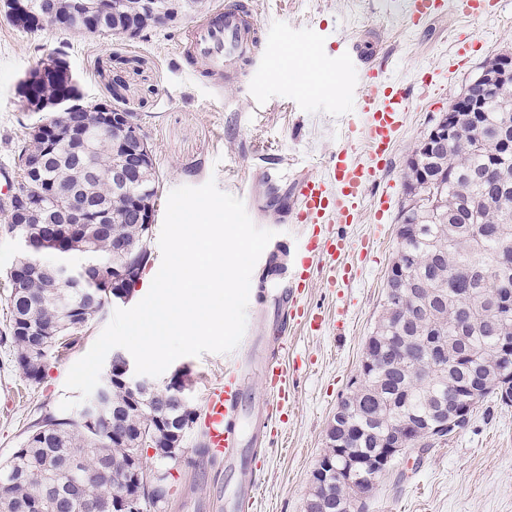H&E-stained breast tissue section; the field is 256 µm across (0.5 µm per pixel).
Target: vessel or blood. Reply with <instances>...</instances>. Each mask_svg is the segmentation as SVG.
<instances>
[{
	"instance_id": "1",
	"label": "vessel or blood",
	"mask_w": 512,
	"mask_h": 512,
	"mask_svg": "<svg viewBox=\"0 0 512 512\" xmlns=\"http://www.w3.org/2000/svg\"><path fill=\"white\" fill-rule=\"evenodd\" d=\"M410 4L409 23L418 26L439 16L445 0H410ZM188 53L213 76L225 79L237 74L241 63L261 66L269 57L242 0H225L206 20L194 25L189 32ZM336 62L356 71L360 92L355 110L363 119V145L358 148L349 144L337 149L326 163L324 174H309L293 184L287 221L314 226L315 231L300 239L298 260L290 277L277 286L284 317L293 325L316 331L322 329L324 319L308 313L300 304L301 290L329 271L337 273L341 281L354 280L355 268L347 261L352 242L335 233L334 227L356 223L365 190L376 185L388 168L403 114L413 106L409 87L388 78L387 58L365 50L360 42L347 43ZM360 148L368 156L367 164L354 158ZM287 352V338H279L272 356L261 367L270 397L257 415L255 440L274 435V423L281 418L288 401L291 386L284 362ZM247 374L244 361H236L227 369L223 382L209 387L195 419L207 457L224 461L227 467L238 512H250L258 491L256 474L264 465L263 460L244 453L236 430L235 418L248 405L244 393Z\"/></svg>"
}]
</instances>
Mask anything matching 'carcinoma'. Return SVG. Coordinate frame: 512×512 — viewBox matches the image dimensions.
<instances>
[{
  "label": "carcinoma",
  "instance_id": "cac0c4a2",
  "mask_svg": "<svg viewBox=\"0 0 512 512\" xmlns=\"http://www.w3.org/2000/svg\"><path fill=\"white\" fill-rule=\"evenodd\" d=\"M71 5H61L63 18L24 26L67 31L76 17ZM124 15L104 20L111 35L133 17L144 31L160 20L140 12V0H125ZM75 91L68 77L46 78L27 100L24 112L36 110L37 101L65 100ZM463 93L482 100V112L465 118L456 139L435 152L423 180L416 162L408 159L404 196L418 197L419 209L402 203L398 215V242L389 272L415 290L418 305L384 302L378 321L365 344L360 374L351 382L340 405L353 424L346 445L365 458L349 484L320 478L313 492L349 497L356 510H365L370 479L375 471L373 452L395 441L399 430L448 408L453 417L464 402L476 408L494 395L512 405V303L502 304L496 292H512V81L486 90L468 83ZM91 154L98 176L89 179L76 167L64 148L48 153L41 178L22 176L16 192L35 204L60 202L57 188L67 184L100 204L120 211L131 199H117L108 172L115 161L112 135L90 124ZM158 197L155 168L146 171L131 195ZM121 232L141 248L147 230L141 224H122ZM59 239L55 260L31 270L27 285L10 288V316L4 336L13 347L14 365L32 385L45 376L48 361L74 346L87 324L103 313L106 303L91 300L88 282L72 279L59 283L52 275L54 262H76L90 267L113 263L108 236L69 241ZM461 339H448V325ZM121 364L109 371L111 410L90 421L81 410L58 417L48 413L0 465V512H66L57 500L73 487L84 471L93 476L82 485L83 497L98 512H133L140 506L158 507L167 500V473H146L143 482L135 471L146 467L147 450L166 463L183 452V437L194 423L192 405H155L161 392L174 393L190 384L188 374L177 372L164 387L140 392L122 383ZM321 460L329 471L343 468L336 443H325Z\"/></svg>",
  "mask_w": 512,
  "mask_h": 512
}]
</instances>
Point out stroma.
<instances>
[{
  "label": "stroma",
  "instance_id": "35a3bbf8",
  "mask_svg": "<svg viewBox=\"0 0 512 512\" xmlns=\"http://www.w3.org/2000/svg\"><path fill=\"white\" fill-rule=\"evenodd\" d=\"M220 0H199L193 11L143 36H91L63 30L30 32L0 18V171L20 176L18 154L35 115L22 112L17 84L56 50H64L88 99L108 100L132 113L152 149L159 178L158 209L171 190L215 180L238 198L254 197L263 210L261 228L272 230L269 251H285L293 265L301 224L283 212L295 179L321 173V162L347 142L354 98L336 93L335 80L310 91L301 79L312 68L333 65L329 48L360 38L367 49L388 57L389 77L418 90L422 72L442 78L417 109L405 113L391 163L381 175L392 196L386 224L375 222L364 203L357 223L342 231L354 243L349 256L361 272L338 286L316 278L301 295L305 308L322 312V331L281 328L271 300L250 299L246 339L234 351L175 360L187 372L194 408H202L211 385L224 377L253 336L287 334V365L293 385L288 419L261 453L266 460L255 512H305L312 472L325 446L328 426L351 380L359 374L365 343L385 294L397 244L403 176L415 144L433 126L465 84L489 58L512 52V0H497L488 15L466 18L448 8L440 18L412 31L403 17L405 0H245L255 26L270 47H282L270 65L244 73L235 83L198 74L189 78L185 55L189 28L205 19ZM475 41L468 63L452 71L455 35ZM324 54L312 58V42ZM106 306L78 344L47 363L44 380L29 385L16 369L8 344L0 341V460H7L35 423L60 413L75 398L65 386L71 366L91 348L110 322ZM198 429H190L184 452L171 471L163 508L148 512H205L218 507L224 464L202 455ZM367 512H512V406L487 397L469 422L444 440L400 455L377 482Z\"/></svg>",
  "mask_w": 512,
  "mask_h": 512
}]
</instances>
